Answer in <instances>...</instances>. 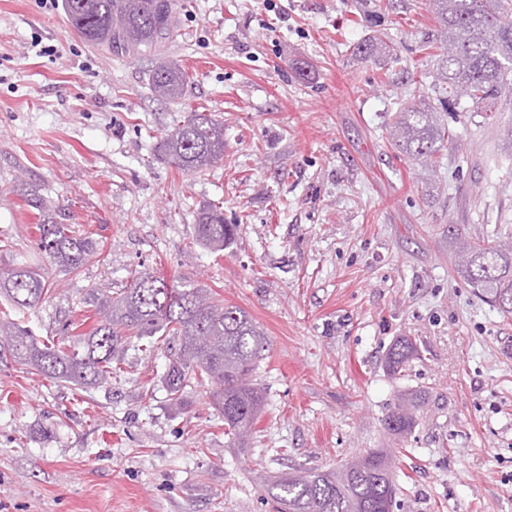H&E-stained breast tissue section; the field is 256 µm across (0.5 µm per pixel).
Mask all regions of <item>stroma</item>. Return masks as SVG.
Returning a JSON list of instances; mask_svg holds the SVG:
<instances>
[{
    "mask_svg": "<svg viewBox=\"0 0 512 512\" xmlns=\"http://www.w3.org/2000/svg\"><path fill=\"white\" fill-rule=\"evenodd\" d=\"M175 12L155 51L117 55L51 0H0V267L29 264L51 288L25 311L0 299V319L55 341L93 314L94 289L188 277L266 332L261 417L239 440L210 383L172 400L160 340H131L108 382L83 387L0 363V512H275L259 475L379 448L401 451L393 512H512V316L455 265L463 244L512 242V97L438 108L433 0ZM375 38L386 50L359 57ZM165 58L190 76L185 104L150 90ZM411 105L452 134L428 162L390 135ZM186 107L224 123V159L201 172L158 150ZM209 204L239 227L219 253L195 243ZM44 221L97 254L52 264ZM400 336L419 353L393 374ZM410 393L416 425L391 435L383 419Z\"/></svg>",
    "mask_w": 512,
    "mask_h": 512,
    "instance_id": "35a3bbf8",
    "label": "stroma"
}]
</instances>
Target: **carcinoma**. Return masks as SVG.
I'll use <instances>...</instances> for the list:
<instances>
[{"instance_id":"1","label":"carcinoma","mask_w":512,"mask_h":512,"mask_svg":"<svg viewBox=\"0 0 512 512\" xmlns=\"http://www.w3.org/2000/svg\"><path fill=\"white\" fill-rule=\"evenodd\" d=\"M443 53L432 85L441 105L472 104L476 112L512 94V0H436ZM71 26L89 41L115 54L150 48L174 29L173 0H64ZM150 86L162 100L178 103L186 96L189 76L174 60L158 63ZM399 141L417 160L437 152L441 134L433 110L408 108L396 123ZM177 169L194 173L224 159V122L190 111L158 146ZM239 225L224 223L220 207L200 209L197 244L214 252L235 239ZM39 247L52 263L77 269L96 252V243L74 235L65 224H40ZM462 277L485 292L500 312L512 315V247L476 244L460 263ZM43 274L26 265L0 268V296L14 307L37 306L48 294ZM95 322L89 331L66 342L41 343L27 331L0 323V362L28 366L47 379L75 386L112 378V359L132 338L163 337L175 344L166 385L180 396L199 379L211 383V403L224 416L228 432L250 433L264 402L254 383L257 359L264 350L263 330L243 309L226 305L197 283L144 272L125 288L93 293ZM417 353L409 338L398 340L386 356L398 373ZM418 397L395 405L385 417L386 430L402 436L416 424ZM264 493L277 512H392L398 487L391 454L370 451L336 469L296 467L277 477L262 478Z\"/></svg>"}]
</instances>
